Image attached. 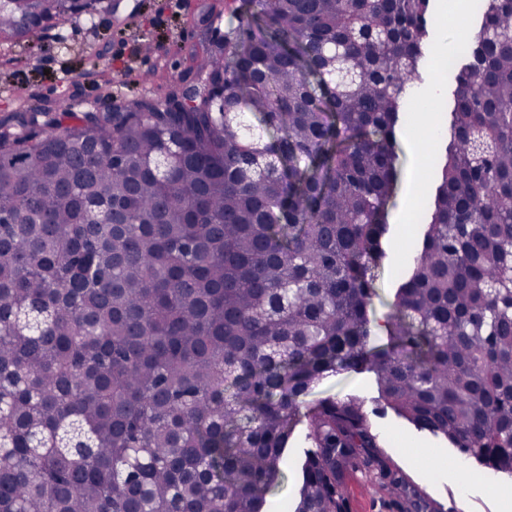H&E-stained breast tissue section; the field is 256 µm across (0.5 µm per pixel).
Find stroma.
I'll return each mask as SVG.
<instances>
[{"label": "stroma", "mask_w": 512, "mask_h": 512, "mask_svg": "<svg viewBox=\"0 0 512 512\" xmlns=\"http://www.w3.org/2000/svg\"><path fill=\"white\" fill-rule=\"evenodd\" d=\"M242 0H112L111 9L95 16L78 15L54 28L15 44H0V121L26 104L77 98L81 105L99 106L141 94L163 96L185 79L193 58L212 39L222 38ZM460 53L437 43L421 62L424 78L409 97L398 136L402 165L396 196L389 204V256L375 272L372 300L376 343L386 341L382 326L393 312L395 284L403 273V256L421 234V214L431 194L435 174L432 158L449 134V105ZM110 67L112 84L88 82L72 87L65 76L74 72L101 73ZM421 150H412L413 140ZM336 393L359 397L380 435V456L392 469L428 497L436 512H505L504 495L512 477H485L476 462L466 461L447 439L415 429L393 412H381L370 377L346 372L315 388L311 399ZM305 429H298L288 448L283 475L268 496V512H293L300 461L307 446ZM479 476L467 488L453 478L460 463ZM343 494L348 512H403L404 503L381 479L375 465L358 463L345 476Z\"/></svg>", "instance_id": "stroma-1"}]
</instances>
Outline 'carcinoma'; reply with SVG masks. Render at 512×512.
Wrapping results in <instances>:
<instances>
[{
	"label": "carcinoma",
	"instance_id": "obj_1",
	"mask_svg": "<svg viewBox=\"0 0 512 512\" xmlns=\"http://www.w3.org/2000/svg\"><path fill=\"white\" fill-rule=\"evenodd\" d=\"M101 0H0V42ZM420 248L372 344L431 0H247L192 90L0 123V512H295L379 435L323 379L512 476V0H482ZM406 512L432 502L383 471ZM306 426L301 425L289 443L288 457L283 466L284 475L272 489L268 500L269 512H292L296 504L300 461L309 444L305 441Z\"/></svg>",
	"mask_w": 512,
	"mask_h": 512
}]
</instances>
